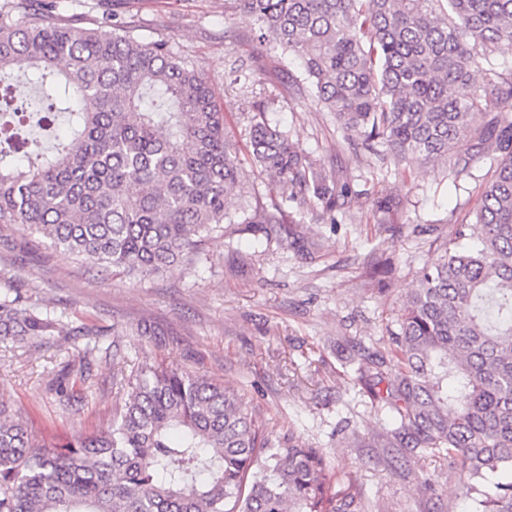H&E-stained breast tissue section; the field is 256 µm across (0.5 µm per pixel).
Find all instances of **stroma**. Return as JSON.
<instances>
[{"mask_svg":"<svg viewBox=\"0 0 512 512\" xmlns=\"http://www.w3.org/2000/svg\"><path fill=\"white\" fill-rule=\"evenodd\" d=\"M55 20L94 28L107 12L128 23L143 40H163L203 70L228 117V129L245 142L257 101L267 118L323 168L341 170L361 193L355 212H369L370 198L386 191L400 204L386 221L400 233L373 224H324L305 217L306 244L317 259L278 243L254 247L246 235H213L208 261L194 271L174 269L133 282L103 276L89 263L39 242L22 224H0V286L36 291L48 308L64 311L73 326L98 331L102 349L92 375L75 383L70 403L55 380L84 337L47 336L16 350H0V400L47 446L66 445L112 414V357L178 367L238 391L248 411L293 430L307 445L324 449L339 474L353 478L372 512H475L458 478L427 455L412 471L395 473L368 464V437L392 426V415L361 396L356 363L346 342L385 346L416 286L419 269L440 257L436 238L470 222L480 204L487 170L458 181L442 165H413L408 176L372 168L352 152L338 151L342 131L334 113L320 109L313 91L293 96L289 73L298 67L259 40L250 16L231 0H46ZM421 232H414V225ZM378 250L394 267L382 282L363 277L361 257ZM148 335H141V328ZM435 481L424 490V478Z\"/></svg>","mask_w":512,"mask_h":512,"instance_id":"35a3bbf8","label":"stroma"}]
</instances>
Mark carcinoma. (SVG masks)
Returning a JSON list of instances; mask_svg holds the SVG:
<instances>
[{"label": "carcinoma", "mask_w": 512, "mask_h": 512, "mask_svg": "<svg viewBox=\"0 0 512 512\" xmlns=\"http://www.w3.org/2000/svg\"><path fill=\"white\" fill-rule=\"evenodd\" d=\"M34 0L0 6V224H26L55 248L130 280L162 275L202 250L224 223L261 246L299 243L307 215L329 224L361 195L316 165L265 108L246 148L279 197L229 212L240 148L204 72L133 27L57 23ZM300 61L317 104L336 114L344 146L394 164L441 162L452 180L492 176L470 223L423 266L386 347L346 343L391 466L413 453L448 463L481 512H512V0H233ZM475 69L485 72L472 85ZM40 79L29 108L18 72ZM64 118L43 149L33 129ZM395 206L373 198L375 223ZM363 274L381 281L370 252ZM75 336L64 313L23 288L0 290V344ZM98 344L76 349L56 379L85 381ZM112 418L46 448L0 403V512H369L351 477L293 432L280 437L241 395L185 370L112 354Z\"/></svg>", "instance_id": "obj_1"}]
</instances>
